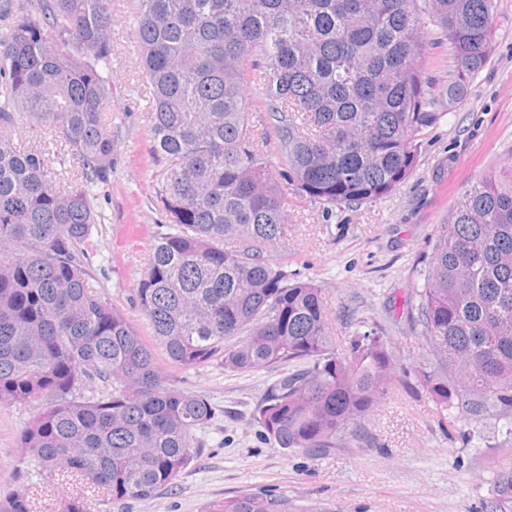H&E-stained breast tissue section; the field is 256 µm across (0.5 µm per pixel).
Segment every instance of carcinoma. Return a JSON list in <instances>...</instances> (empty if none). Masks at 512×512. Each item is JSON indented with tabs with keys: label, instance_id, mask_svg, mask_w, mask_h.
Returning a JSON list of instances; mask_svg holds the SVG:
<instances>
[{
	"label": "carcinoma",
	"instance_id": "1",
	"mask_svg": "<svg viewBox=\"0 0 512 512\" xmlns=\"http://www.w3.org/2000/svg\"><path fill=\"white\" fill-rule=\"evenodd\" d=\"M448 41L455 101L487 64L494 0H137L159 234L136 299L147 341L90 286L81 248L112 180V0H0V406L40 403L17 442L29 471L147 500L176 486L215 417L156 358L229 372L298 364L253 421L281 450L362 440L395 384L439 418L512 440V148L436 225L400 318L425 349L406 367L377 323L336 346L322 289L274 255L288 195L326 208L395 191L435 125L421 15ZM273 138L258 132L245 88ZM60 152L21 150L22 117ZM284 173L275 175V168ZM0 512H36L23 492ZM210 512H307L285 492Z\"/></svg>",
	"mask_w": 512,
	"mask_h": 512
}]
</instances>
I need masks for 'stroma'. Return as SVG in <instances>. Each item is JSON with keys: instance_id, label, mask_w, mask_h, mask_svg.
I'll return each mask as SVG.
<instances>
[{"instance_id": "stroma-1", "label": "stroma", "mask_w": 512, "mask_h": 512, "mask_svg": "<svg viewBox=\"0 0 512 512\" xmlns=\"http://www.w3.org/2000/svg\"><path fill=\"white\" fill-rule=\"evenodd\" d=\"M492 55L460 101H440L442 119L418 137L412 175L393 194L370 203L324 208L289 197L281 250L288 267L315 280L336 314L337 345L359 320L380 324L406 364L422 350L390 308L411 288L410 268L435 225L445 223L466 186L512 146V0H495ZM112 181L98 189L102 222L84 247L92 287L141 332L150 330L136 289L166 218L150 178L151 121L145 109L133 0H112ZM172 384L206 395L216 409L200 437L202 455L176 487L139 500L86 493L87 512H208L226 498L284 491L317 512H489L498 503L495 478L512 470V443H465L491 426L458 420L441 427L431 403L393 386L365 424L367 440L313 459L284 452L252 417L280 368L228 372L218 364L165 367ZM32 407H0V492L27 490L42 512H62L75 484L27 474L16 447Z\"/></svg>"}]
</instances>
